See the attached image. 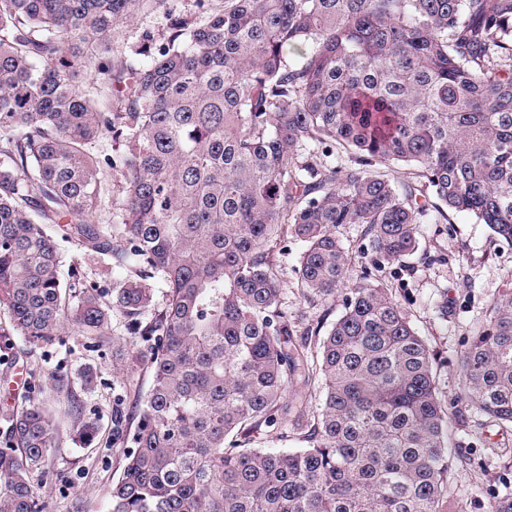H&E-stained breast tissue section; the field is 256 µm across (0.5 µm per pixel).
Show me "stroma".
Wrapping results in <instances>:
<instances>
[{
	"mask_svg": "<svg viewBox=\"0 0 512 512\" xmlns=\"http://www.w3.org/2000/svg\"><path fill=\"white\" fill-rule=\"evenodd\" d=\"M196 0H151L128 24L113 29L99 43L91 63L79 68L74 83L79 91L95 93L100 82L98 63L118 69L126 63L148 65L146 57H132L134 44L161 41L168 19L192 18ZM418 248L401 262L389 264L365 249L361 228L348 224L339 230L346 248L365 250L364 264L389 290L393 301L409 317L427 342L436 361V380L448 406L452 464L448 472L446 512H490L499 498L512 496V427L467 408L460 396L459 358L477 331L486 324L488 308L500 293L512 290V244L495 238L490 229L466 213H452L447 223L424 216L416 226ZM64 267L82 271L89 287L112 290L126 278L76 239L57 237ZM303 243L283 230L270 244V259L281 279L280 306L288 314L291 339L307 344L316 354V331H327L343 310L347 289L326 302L306 300L298 286L297 269ZM9 315L0 309V398L8 395L15 376H24L25 390L13 404L0 408V444L7 436V418L15 410L40 400L48 376L63 374L79 399L84 419L97 423L93 439L75 441V420L64 406L53 408L56 448L49 451V470L35 476L49 512H109L113 482L122 460L112 447V408L122 402L129 424H136L152 385L147 364H131L130 354L146 351L131 336L119 308H112L109 333L115 346H98L93 339L69 331L42 347L30 348L21 337L5 335ZM92 368L97 380L82 385L79 374ZM304 422H278L251 438L253 448L280 450L304 447Z\"/></svg>",
	"mask_w": 512,
	"mask_h": 512,
	"instance_id": "obj_1",
	"label": "stroma"
}]
</instances>
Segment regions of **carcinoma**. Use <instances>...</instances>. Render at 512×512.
Returning <instances> with one entry per match:
<instances>
[{"label": "carcinoma", "instance_id": "carcinoma-1", "mask_svg": "<svg viewBox=\"0 0 512 512\" xmlns=\"http://www.w3.org/2000/svg\"><path fill=\"white\" fill-rule=\"evenodd\" d=\"M148 0H0V308L33 348L72 328L105 340L110 304L63 260L57 226L133 276L114 289L153 382L136 427L121 405L123 470L111 512H444L448 409L430 349L337 235L387 262L416 224L464 212L512 243V0H224L171 20L145 67L98 69L104 112L73 75L83 48ZM308 52L295 62L293 51ZM109 136L123 176L117 221L96 224ZM352 150L346 165L326 161ZM311 158L301 157L307 148ZM405 162L397 188L383 166ZM304 244L298 280L325 302L352 282L319 342L318 371L289 346L265 253L283 226ZM168 288L150 319V282ZM465 405L512 426V291L460 358ZM324 378L307 446L225 448L305 416L288 386ZM68 378L49 391L79 411ZM0 512H47L32 475L56 437L44 407L11 415Z\"/></svg>", "mask_w": 512, "mask_h": 512}]
</instances>
